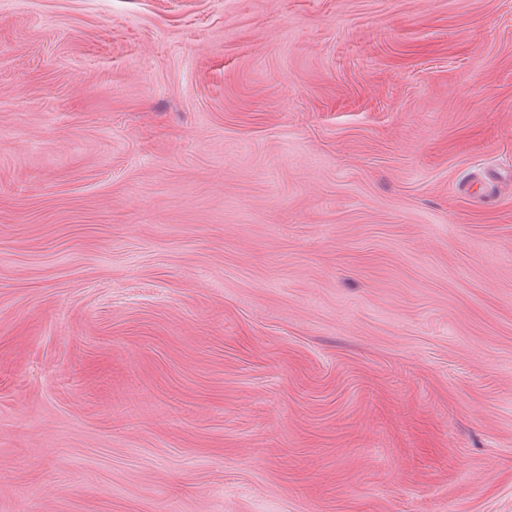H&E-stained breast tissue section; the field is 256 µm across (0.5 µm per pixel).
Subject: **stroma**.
I'll return each mask as SVG.
<instances>
[{"instance_id":"obj_1","label":"stroma","mask_w":512,"mask_h":512,"mask_svg":"<svg viewBox=\"0 0 512 512\" xmlns=\"http://www.w3.org/2000/svg\"><path fill=\"white\" fill-rule=\"evenodd\" d=\"M0 512H512V0H0Z\"/></svg>"}]
</instances>
